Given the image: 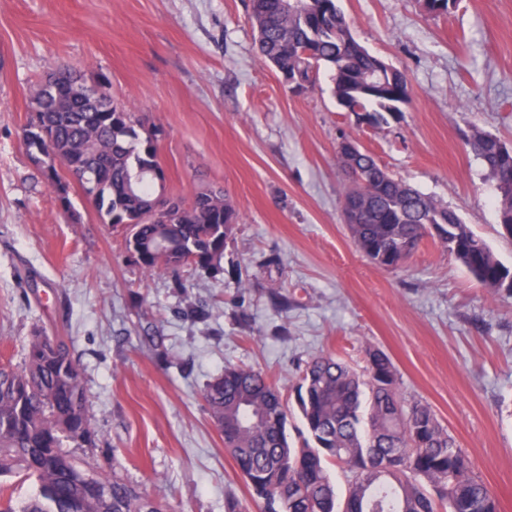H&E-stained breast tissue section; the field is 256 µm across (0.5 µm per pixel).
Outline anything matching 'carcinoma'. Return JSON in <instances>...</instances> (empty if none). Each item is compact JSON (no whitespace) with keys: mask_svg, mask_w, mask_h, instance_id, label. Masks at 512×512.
Segmentation results:
<instances>
[{"mask_svg":"<svg viewBox=\"0 0 512 512\" xmlns=\"http://www.w3.org/2000/svg\"><path fill=\"white\" fill-rule=\"evenodd\" d=\"M430 15L445 14L457 0H421ZM256 55L286 82L309 89L320 68L330 72L337 103L347 112L387 122L411 99L406 71L378 68L354 37L336 0H250ZM32 122L23 130L26 148L34 121L50 124L52 139L31 159L59 191L56 164L73 172L84 195L108 224H127L141 269L195 265L211 269L224 249L238 213L223 191H196L165 224L142 219L144 208L166 193V183L145 171L160 165L156 134L130 109L56 66L32 98ZM467 145L491 174L512 176V158L497 137L474 132ZM344 200L359 197L363 223L347 225L356 248L373 263L402 266L428 238L487 288L507 291L512 270L458 215L394 177L368 151L354 160ZM213 422L222 428L251 495L266 512H498L495 492L477 475L469 455L441 425L430 406L409 402L398 389L391 359L367 355L359 373L332 354L306 362L297 403L307 437H288V414L275 386L261 372L227 366L203 392ZM96 434L78 362L60 336L35 334L24 363H0V476L22 473L36 493L15 503L0 485V512H163L162 505L117 473L104 474L88 455ZM349 474L338 494L327 464Z\"/></svg>","mask_w":512,"mask_h":512,"instance_id":"obj_1","label":"carcinoma"}]
</instances>
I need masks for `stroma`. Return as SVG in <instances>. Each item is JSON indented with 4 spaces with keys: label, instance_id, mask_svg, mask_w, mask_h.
I'll use <instances>...</instances> for the list:
<instances>
[{
    "label": "stroma",
    "instance_id": "stroma-1",
    "mask_svg": "<svg viewBox=\"0 0 512 512\" xmlns=\"http://www.w3.org/2000/svg\"><path fill=\"white\" fill-rule=\"evenodd\" d=\"M357 41L406 70L412 100L373 128L336 104L327 70L295 93L254 52L247 0H0V362L21 364L35 331L64 337L80 365L104 473L167 512H262L203 400L225 365L260 369L303 420V363L332 353L364 370L384 351L407 401L429 404L512 512V296L479 284L440 244L396 269L350 239L337 143L453 210L512 268L498 191L466 145L512 146V0H339ZM105 81L156 126L169 194L224 190L239 219L220 273L129 260L78 184L64 211L22 139L30 100L58 64ZM154 324L155 348L141 339Z\"/></svg>",
    "mask_w": 512,
    "mask_h": 512
}]
</instances>
